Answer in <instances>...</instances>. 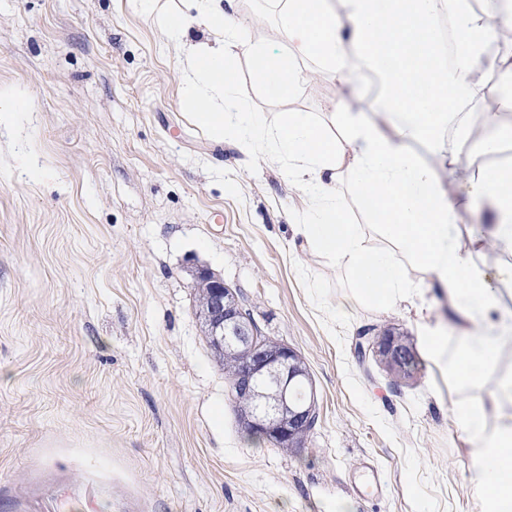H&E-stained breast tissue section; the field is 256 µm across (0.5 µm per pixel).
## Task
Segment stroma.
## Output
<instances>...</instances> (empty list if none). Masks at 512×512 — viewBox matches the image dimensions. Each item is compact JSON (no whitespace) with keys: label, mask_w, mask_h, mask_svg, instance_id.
<instances>
[{"label":"stroma","mask_w":512,"mask_h":512,"mask_svg":"<svg viewBox=\"0 0 512 512\" xmlns=\"http://www.w3.org/2000/svg\"><path fill=\"white\" fill-rule=\"evenodd\" d=\"M182 0H0V512H475L454 400L425 364L392 385L359 330L418 338L406 312L358 306L353 282L302 248L298 188L195 120L162 16ZM252 41L286 45L269 0H226ZM288 101L236 99L276 124L376 90L328 74ZM233 288L262 333L304 359L317 421L283 452L247 440L197 316L194 270ZM371 459L381 495L352 471Z\"/></svg>","instance_id":"stroma-1"}]
</instances>
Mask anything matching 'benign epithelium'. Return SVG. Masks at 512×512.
<instances>
[{"instance_id":"7a95c632","label":"benign epithelium","mask_w":512,"mask_h":512,"mask_svg":"<svg viewBox=\"0 0 512 512\" xmlns=\"http://www.w3.org/2000/svg\"><path fill=\"white\" fill-rule=\"evenodd\" d=\"M194 288L196 314L212 349L236 359L231 385L239 393L256 394L262 385L269 391V398L240 413L244 428L279 448L303 447L302 434L316 419V397L312 392L300 401L294 395L293 386L304 373L300 355L286 344L258 339V329L243 313L235 290L210 268H196ZM358 344L360 355H373L393 376L400 373L406 352L395 335L364 334Z\"/></svg>"}]
</instances>
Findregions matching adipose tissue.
<instances>
[{
	"label": "adipose tissue",
	"mask_w": 512,
	"mask_h": 512,
	"mask_svg": "<svg viewBox=\"0 0 512 512\" xmlns=\"http://www.w3.org/2000/svg\"><path fill=\"white\" fill-rule=\"evenodd\" d=\"M166 27L180 35L189 25L211 30L206 41L180 46L182 78L197 123L228 139L241 153L262 151L282 165L305 197L296 232L305 247L345 270L354 282L340 312L361 303L378 310L423 313L416 276L427 277L459 315L455 327L424 324L421 354L461 388L483 386L486 399L455 401L451 418L471 442L473 486L479 512H512V369L501 356L512 344V314L504 312L502 283L512 264L479 266L471 244L454 233L470 208L495 216L492 236L512 245V166H485L472 175L464 197L448 195L441 172L446 160L497 153L512 117V95L496 111L480 114V132L462 125L453 157L443 143L455 102H482L484 75L512 85V56L489 52L501 16L475 12L468 0H277L288 47L272 51L248 39L224 17L221 0H185ZM452 9L453 59L442 50L437 18ZM245 57L255 82L281 99L297 91L299 60L315 59L339 84L371 77L378 109L362 112L337 98L327 113L289 112L272 127L243 122L234 100L236 60ZM427 144L431 157L417 147ZM371 214V234L349 223L337 199L340 188Z\"/></svg>",
	"instance_id": "ef3b65f1"
}]
</instances>
